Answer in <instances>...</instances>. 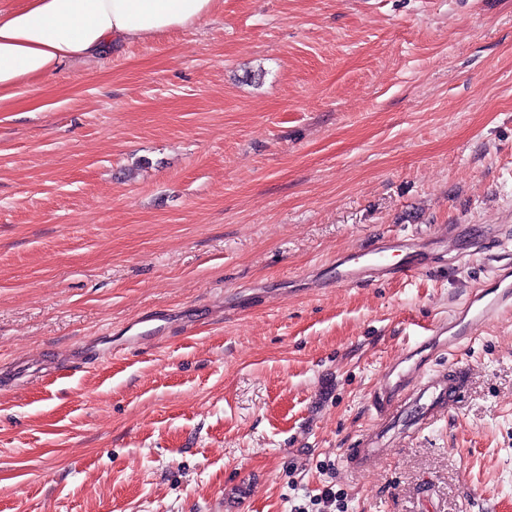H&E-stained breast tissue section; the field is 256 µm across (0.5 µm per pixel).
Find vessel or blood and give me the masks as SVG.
<instances>
[{
	"label": "vessel or blood",
	"instance_id": "obj_1",
	"mask_svg": "<svg viewBox=\"0 0 512 512\" xmlns=\"http://www.w3.org/2000/svg\"><path fill=\"white\" fill-rule=\"evenodd\" d=\"M396 252L401 258L395 262L391 256ZM421 261L414 247L385 236L370 248L338 257L335 279L342 286L401 280L416 274ZM492 271V282L471 294L458 319L430 323L416 345L387 367L382 385L372 395L373 422L346 453L353 471H361L368 459L383 452L385 436L393 426L410 431L433 426L462 395L464 384L459 375L434 374L427 366L439 348L456 354L488 323L512 311V266L496 265Z\"/></svg>",
	"mask_w": 512,
	"mask_h": 512
}]
</instances>
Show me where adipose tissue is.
I'll list each match as a JSON object with an SVG mask.
<instances>
[{"instance_id":"ef3b65f1","label":"adipose tissue","mask_w":512,"mask_h":512,"mask_svg":"<svg viewBox=\"0 0 512 512\" xmlns=\"http://www.w3.org/2000/svg\"><path fill=\"white\" fill-rule=\"evenodd\" d=\"M220 0H19L0 10V101L66 62L93 61L211 18Z\"/></svg>"}]
</instances>
